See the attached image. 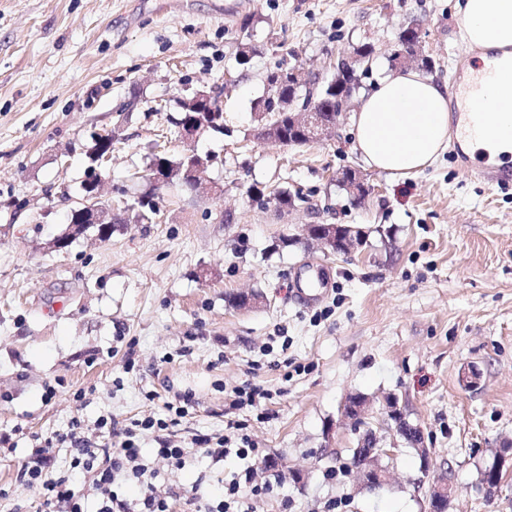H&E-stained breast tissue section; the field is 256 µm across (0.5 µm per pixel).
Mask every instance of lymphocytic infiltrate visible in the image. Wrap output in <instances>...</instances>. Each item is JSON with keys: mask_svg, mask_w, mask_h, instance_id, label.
<instances>
[{"mask_svg": "<svg viewBox=\"0 0 512 512\" xmlns=\"http://www.w3.org/2000/svg\"><path fill=\"white\" fill-rule=\"evenodd\" d=\"M167 428V421L162 419L151 416L135 419L123 429L120 447L102 448L86 436L83 421L75 417L66 432L40 438L31 454L21 462L19 475L26 482L42 485L43 512H84L83 503L91 491L98 496L97 512H172V503L179 495L172 491L160 492L148 481L149 466L140 448L144 434H158L156 455L159 460L171 467L184 468L189 451L163 438L162 433ZM233 428L234 437L201 433L195 436L194 442L204 449L212 463L235 456L251 459L252 464L225 484L224 495L218 502L205 501L199 486L184 490L180 496L195 512H253L254 501L269 496L274 490L271 478H258L255 468L256 463L266 460V450L259 448L249 434L243 433L242 423H234ZM58 448L69 449V468L57 478L44 479L43 473ZM120 476L140 485V497L131 499L115 490L114 482Z\"/></svg>", "mask_w": 512, "mask_h": 512, "instance_id": "obj_1", "label": "lymphocytic infiltrate"}]
</instances>
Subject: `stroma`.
Listing matches in <instances>:
<instances>
[{"label": "stroma", "instance_id": "stroma-1", "mask_svg": "<svg viewBox=\"0 0 512 512\" xmlns=\"http://www.w3.org/2000/svg\"><path fill=\"white\" fill-rule=\"evenodd\" d=\"M454 2L0 0V432L15 442L0 447V512L40 506L41 487L18 476L34 436L75 415L89 426L102 415L162 418L184 392L193 406L168 435L190 454L183 469L158 465L156 484L217 491L240 461L212 464L190 441L227 434L224 399L247 382L272 397L234 417L283 476L256 512H323L331 499L336 512H426L410 447L387 459L390 484L358 489L349 450L359 433L341 413L352 394L370 399L369 425L387 445L396 433L381 407L397 398L435 464L450 467L458 512H512V476L495 496L481 489L483 468L512 442V176L488 181L480 156L463 172L449 150L407 178L364 168L347 116L303 147L254 136V104L279 62L322 71L337 49L371 44L370 68L357 71L362 94L393 74L389 57L411 23L433 78L463 88L481 61L459 38ZM243 39L254 52L242 67ZM228 70L237 82L224 92L223 132L173 136L182 100ZM131 99L103 195L147 190L131 174L146 170L162 132L171 155H216L206 190L161 189L155 223L105 240L92 227L55 248L69 209L60 189L81 194L93 135ZM351 168L373 187L364 201L335 181ZM251 186L264 197H249ZM276 191L309 206L276 208ZM225 211L232 223L219 222ZM308 224L355 225L368 242L355 256H329L306 241ZM316 272L325 286L311 300L301 289ZM251 290L266 306L229 304ZM471 367L480 378L468 387ZM80 388L83 407L73 401Z\"/></svg>", "mask_w": 512, "mask_h": 512}]
</instances>
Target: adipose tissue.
Returning <instances> with one entry per match:
<instances>
[{
    "label": "adipose tissue",
    "instance_id": "1",
    "mask_svg": "<svg viewBox=\"0 0 512 512\" xmlns=\"http://www.w3.org/2000/svg\"><path fill=\"white\" fill-rule=\"evenodd\" d=\"M461 37L484 63L463 104L480 116L467 130L470 151L491 159L512 157V0H456ZM356 149L363 163L397 178L418 174L448 147V86L415 70L379 80L353 116Z\"/></svg>",
    "mask_w": 512,
    "mask_h": 512
}]
</instances>
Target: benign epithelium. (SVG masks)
I'll list each match as a JSON object with an SVG mask.
<instances>
[{
    "mask_svg": "<svg viewBox=\"0 0 512 512\" xmlns=\"http://www.w3.org/2000/svg\"><path fill=\"white\" fill-rule=\"evenodd\" d=\"M371 61V58L364 55L348 54L343 50L336 51V57L332 63L333 70L338 73H350L355 66H361ZM188 107L194 110L191 120L180 127L179 134L183 137L197 136L214 127L217 119L215 108L216 90L197 91L192 98L186 100ZM288 124L298 130L297 138L309 143L318 142L331 137L335 132L337 122L327 119L322 112L313 104L304 105L298 111L288 113ZM113 139V132L100 133L97 140L103 149L97 150L92 157V166L89 167L84 180L85 187L89 192L81 198L72 201L70 214L74 216L77 224H93L107 227L112 224V218L118 212L124 210L130 203L127 198H120L119 201L101 206L98 204L100 186L103 182V164L111 156L110 152L104 151ZM343 187L352 193L355 199L360 200L368 193L369 188L363 179L356 172H348L341 178ZM306 236L316 241L327 255L352 256L362 250L366 244L365 232L358 227L343 224H308L306 225ZM238 309L252 310L262 306L263 297L253 291L237 293ZM371 410V402L367 397L355 394L349 396L342 405L343 415L352 421L353 424H364ZM386 420L395 425L397 434L401 439L407 441L415 449L421 460L422 477L416 480V484H424L433 466V458L425 441L423 429L418 424H412L409 429H404L403 419L396 399L389 398L385 405ZM357 454H366L373 459V465L369 468L354 467L357 482L362 487H380L390 481V472L382 465V457L393 455V449L380 445L376 435L369 433L360 440ZM507 466V457L504 453H497L484 471L482 488L491 493L498 490L502 485V475ZM459 497V492L454 485L448 471H443L438 480L429 485L426 499L428 512H451L454 500Z\"/></svg>",
    "mask_w": 512,
    "mask_h": 512,
    "instance_id": "1",
    "label": "benign epithelium"
}]
</instances>
